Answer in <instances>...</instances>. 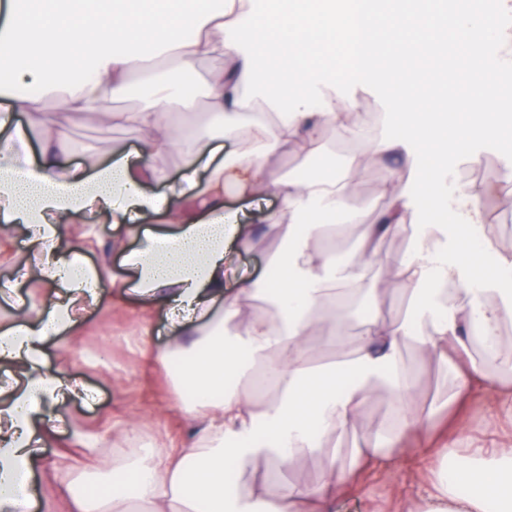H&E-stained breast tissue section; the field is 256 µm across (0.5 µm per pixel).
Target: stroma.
I'll use <instances>...</instances> for the list:
<instances>
[{"label": "stroma", "instance_id": "35a3bbf8", "mask_svg": "<svg viewBox=\"0 0 512 512\" xmlns=\"http://www.w3.org/2000/svg\"><path fill=\"white\" fill-rule=\"evenodd\" d=\"M70 139L61 150L77 163L91 165L98 157L93 148L104 140L114 149L135 150L138 132L132 127L107 128L90 118L69 114L65 117ZM399 171V187L418 193V181L412 170L406 169L400 158L389 157L355 171L348 186L344 203L357 212L360 223L347 226L335 238V255L348 258L361 251V224L371 223L374 215L387 205L384 188L391 171ZM466 183H492L496 193L483 198L486 213L491 214L492 248L484 250L481 259L495 264L502 251H512V162L491 149L478 152L477 160L465 159L456 167ZM227 205L237 208L243 223L252 232L247 242L238 245L233 264L236 277L256 279L270 275V261L279 253L277 238L267 232L270 215L280 207L275 196H267L257 204H248L235 193L224 197ZM122 226L99 224L88 227L86 219L68 220L61 240L63 250L78 245L89 264L99 268L103 280L122 269L123 255L112 247L123 236ZM30 257L28 237L23 225H14L9 234L0 237V284H11L10 292L0 294V329L11 320L27 315L36 316L46 292L44 283L24 280L18 275ZM366 292L355 296L351 305V322L360 325L373 312L386 318L402 321L413 317V306L405 288L398 280L376 283L367 278ZM175 332L170 328L166 309L160 305L143 306L136 298H117L112 288H105L98 305L93 306L73 328L54 337L45 348L49 369H65L67 375L82 381L91 389L95 399L87 403L68 400L56 405L54 423L46 448L42 450L43 464L34 477L36 494L52 492L51 512H70L73 495L84 494L86 487L95 484L101 473L100 461L122 455L129 443L121 431L128 421H137L142 434L157 442L179 444L191 439L193 431L182 406V393L176 390L167 369L156 354L173 344ZM405 361L417 372L413 404L417 410L436 412L440 428L433 440L442 447L449 430L462 427L473 439H488L494 426L512 430V413H488L487 398L474 394L456 405L448 403L452 374L448 367L432 359L418 357L412 346L402 350ZM390 407L382 390H375L361 411L356 433L331 435V448H352L374 439L388 420ZM67 466L76 482L72 487L59 488L60 466ZM324 458L308 456L296 468L282 473L258 468L247 473L243 480L266 492H275L283 482L300 485L317 484L321 478ZM431 466L429 456L409 444L394 467L374 469L364 473L338 494L332 512H396L397 500L407 495L427 501L429 482L424 474Z\"/></svg>", "mask_w": 512, "mask_h": 512}]
</instances>
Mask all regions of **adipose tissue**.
<instances>
[{"mask_svg":"<svg viewBox=\"0 0 512 512\" xmlns=\"http://www.w3.org/2000/svg\"><path fill=\"white\" fill-rule=\"evenodd\" d=\"M373 11L369 5L351 12L342 0H187L182 7L177 0H157L144 13L115 0H33L26 9L20 0H0V74L9 82L8 91L0 92V230L26 228L30 259L21 276L51 287L36 319L21 317L0 330V367L22 379L0 401V512L35 508L32 487L17 478L27 479L39 467L53 407L86 393L81 382L48 371L44 363L47 342L76 325L101 294L98 270L81 253L60 251L63 221L72 216L124 225L139 239L125 258V276L112 279L115 294L172 312L181 339L158 359L166 364L175 351L188 353L186 378L203 394L187 408L190 441L178 448L151 442L103 464V471L132 474L133 482L108 485L96 499L75 497L72 512H329L363 468L391 467L409 438L425 447L433 439L434 416L412 406L416 380L400 356L407 342L422 357L452 368L451 403L482 393L493 408L512 406V369L484 371L470 352L476 343L486 355L500 356L501 322L512 314V252L500 254L493 273L478 276L463 248L470 238L492 244L480 204L486 187L450 183V147H441L433 162L419 154L416 143L435 140L437 130L424 121L411 129L396 126L397 99L385 102L377 134L365 138L369 117L357 101L369 82L367 60L350 69L303 66L283 75L267 67L253 42L269 31L284 46L304 37L331 45L340 16L363 29ZM159 55L173 59V66L155 69ZM47 59L60 67L76 60L84 65L81 81L59 88L49 109L42 106L51 84ZM204 63L210 69L203 73ZM195 71L214 123L236 145L203 185L195 169L209 138L184 136L159 117L163 108L194 107L181 76ZM136 73L143 76L138 87L147 105L113 109V99L129 92ZM18 111L38 116L45 151L33 167L24 165L17 149L28 138L13 122ZM69 113L110 127H136V151H119L106 141L95 148L103 165L70 163L54 150L69 139ZM330 124L347 139L365 140L361 162L397 155L424 183L421 197L390 183L387 207L364 227L365 262L335 260L325 244L333 230L316 222L336 214L342 222L356 221L343 205L349 171L276 179L264 163L272 151H315ZM167 152L181 155L184 175L167 191H150V183L163 179L153 160ZM230 187L246 199L272 193L281 200L283 210L269 227L282 241L277 278L242 279L227 288L233 245L251 232L224 205ZM426 203L448 212L462 237L449 238L444 224L421 225L413 246L387 267L389 276L419 296L414 322L373 314L354 339L353 357L331 372H316L312 351L340 346L345 335L347 306L328 297L327 288L336 283L358 291L379 254L378 242L404 231L408 212ZM158 214L164 226H147ZM261 292L271 296L272 312L241 318L244 303ZM260 368L276 379L275 391L261 403L250 388ZM376 382L387 391L391 415L373 442L350 449L349 463H342L325 439L357 430ZM316 453L325 465L322 481L312 486L284 484L268 495L225 476L231 465L242 472L262 463L292 469ZM437 456L442 464L430 482L432 496L447 502L448 512H512L511 442L482 448L455 428ZM458 481L467 484L466 496L456 495Z\"/></svg>","mask_w":512,"mask_h":512,"instance_id":"adipose-tissue-1","label":"adipose tissue"}]
</instances>
